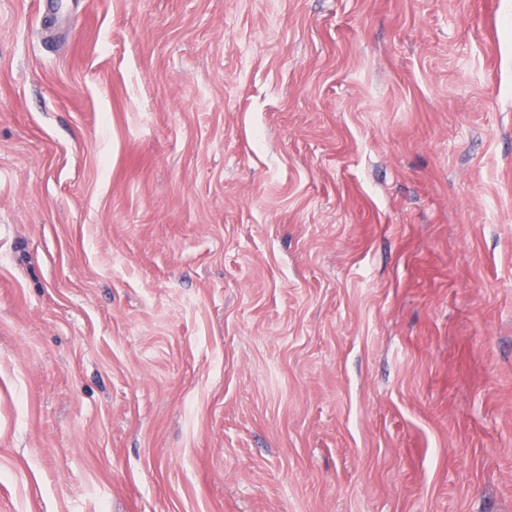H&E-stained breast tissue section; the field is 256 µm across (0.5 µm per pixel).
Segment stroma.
Segmentation results:
<instances>
[{
    "mask_svg": "<svg viewBox=\"0 0 512 512\" xmlns=\"http://www.w3.org/2000/svg\"><path fill=\"white\" fill-rule=\"evenodd\" d=\"M0 512H512V0H0Z\"/></svg>",
    "mask_w": 512,
    "mask_h": 512,
    "instance_id": "35a3bbf8",
    "label": "stroma"
}]
</instances>
